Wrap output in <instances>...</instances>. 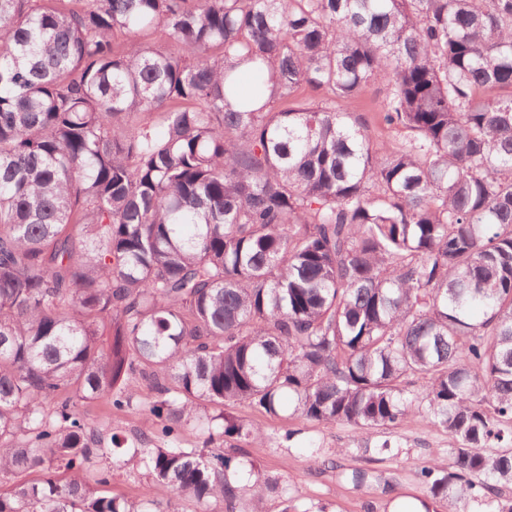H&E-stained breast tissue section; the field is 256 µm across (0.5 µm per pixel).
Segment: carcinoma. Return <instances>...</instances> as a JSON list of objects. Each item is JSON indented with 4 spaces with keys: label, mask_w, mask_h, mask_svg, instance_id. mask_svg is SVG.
<instances>
[{
    "label": "carcinoma",
    "mask_w": 512,
    "mask_h": 512,
    "mask_svg": "<svg viewBox=\"0 0 512 512\" xmlns=\"http://www.w3.org/2000/svg\"><path fill=\"white\" fill-rule=\"evenodd\" d=\"M100 401L166 424L105 465ZM230 403L419 417L426 498L512 512V0H0V512H265ZM357 111L362 113L367 125L368 133L372 139L375 147L383 142H398L402 139V135L399 133L389 130L384 127L379 120L376 112H368L364 107L357 108ZM110 491L112 495H121L129 498L147 495L160 502L161 507L166 509L167 497L158 493L155 488H153L149 480L139 474L114 471Z\"/></svg>",
    "instance_id": "1"
}]
</instances>
